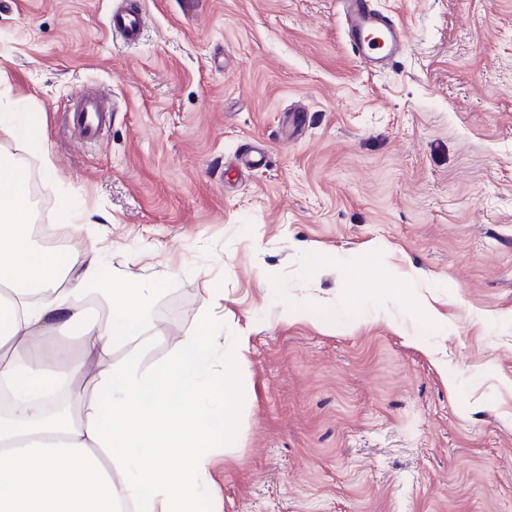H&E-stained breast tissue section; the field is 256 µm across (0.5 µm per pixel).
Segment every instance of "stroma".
I'll use <instances>...</instances> for the list:
<instances>
[{"label":"stroma","mask_w":512,"mask_h":512,"mask_svg":"<svg viewBox=\"0 0 512 512\" xmlns=\"http://www.w3.org/2000/svg\"><path fill=\"white\" fill-rule=\"evenodd\" d=\"M144 3L128 47L114 0H0V113L18 127L0 156L38 187L35 221L69 208L84 230L66 249L158 283L156 342L113 341L76 391L195 333L212 403L240 360L200 512H512V0H376L408 33L380 73L336 0ZM90 83L118 110L83 143L67 111ZM119 2L121 5L112 9L108 19L112 35L120 36L128 45H136L141 40L147 24L146 11L138 0Z\"/></svg>","instance_id":"obj_1"}]
</instances>
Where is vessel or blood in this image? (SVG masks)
Returning a JSON list of instances; mask_svg holds the SVG:
<instances>
[{
    "label": "vessel or blood",
    "mask_w": 512,
    "mask_h": 512,
    "mask_svg": "<svg viewBox=\"0 0 512 512\" xmlns=\"http://www.w3.org/2000/svg\"><path fill=\"white\" fill-rule=\"evenodd\" d=\"M338 3L343 35L354 56L372 71L392 65L408 42L404 27L378 9L374 0H338ZM146 24L147 14L139 0H121L109 16L113 35L129 45L139 43ZM74 99L69 123L79 141L99 139L112 123L113 101L86 87Z\"/></svg>",
    "instance_id": "vessel-or-blood-1"
}]
</instances>
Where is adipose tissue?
<instances>
[{
    "instance_id": "adipose-tissue-1",
    "label": "adipose tissue",
    "mask_w": 512,
    "mask_h": 512,
    "mask_svg": "<svg viewBox=\"0 0 512 512\" xmlns=\"http://www.w3.org/2000/svg\"><path fill=\"white\" fill-rule=\"evenodd\" d=\"M157 284L105 280L95 251L60 254L33 241L24 171L0 157V512H195L203 447L238 404L235 362L224 364V409L203 410L207 351L183 337L172 358L142 372L137 356L97 374V395L77 421L59 417L54 383L72 386L87 360L115 339L151 344ZM105 305L91 316L81 300ZM78 330L84 356L51 358L44 339Z\"/></svg>"
}]
</instances>
